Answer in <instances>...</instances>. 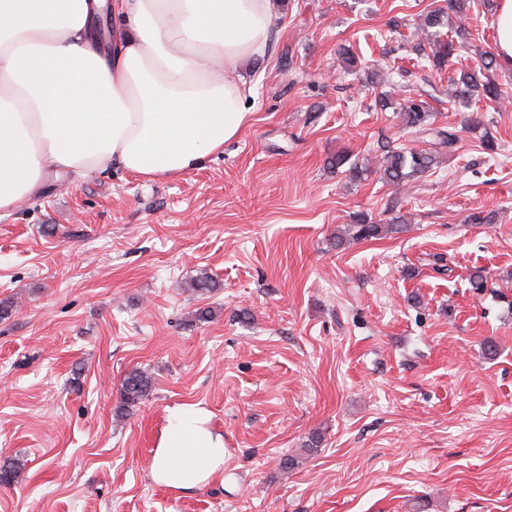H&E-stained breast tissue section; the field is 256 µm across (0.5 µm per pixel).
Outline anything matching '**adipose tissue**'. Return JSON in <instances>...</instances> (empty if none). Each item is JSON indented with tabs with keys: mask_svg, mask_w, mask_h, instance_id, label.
<instances>
[{
	"mask_svg": "<svg viewBox=\"0 0 512 512\" xmlns=\"http://www.w3.org/2000/svg\"><path fill=\"white\" fill-rule=\"evenodd\" d=\"M273 18L272 0H0V210L59 170L152 180L222 152L249 115L238 64L267 54ZM205 423L172 411L155 481L187 491L221 470Z\"/></svg>",
	"mask_w": 512,
	"mask_h": 512,
	"instance_id": "ef3b65f1",
	"label": "adipose tissue"
}]
</instances>
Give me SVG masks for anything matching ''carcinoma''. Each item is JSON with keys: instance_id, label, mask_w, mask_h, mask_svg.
<instances>
[{"instance_id": "obj_1", "label": "carcinoma", "mask_w": 512, "mask_h": 512, "mask_svg": "<svg viewBox=\"0 0 512 512\" xmlns=\"http://www.w3.org/2000/svg\"><path fill=\"white\" fill-rule=\"evenodd\" d=\"M470 0H448V10L436 9L420 17L421 38L415 51L422 55L436 70H446L456 54V40H465L466 31L458 28L454 34L444 32L448 26V13L465 14ZM496 67V58L491 53L480 56L477 68H458L448 79V98L453 103L468 104L472 101L495 103L500 97L498 84L491 78ZM404 121L408 128L422 136H429V147L422 150L391 149L383 157L380 171L383 178L394 185L407 184L430 172L445 154L455 151L459 141L454 128L432 127V112L427 102L418 98H408L403 105ZM352 239L372 240L384 237L393 227L377 223L365 214L354 217L350 225ZM153 388V377L145 369L135 368L123 378L118 409L132 408L146 399ZM25 468L24 460L9 458L0 465V485L11 486L19 472Z\"/></svg>"}]
</instances>
